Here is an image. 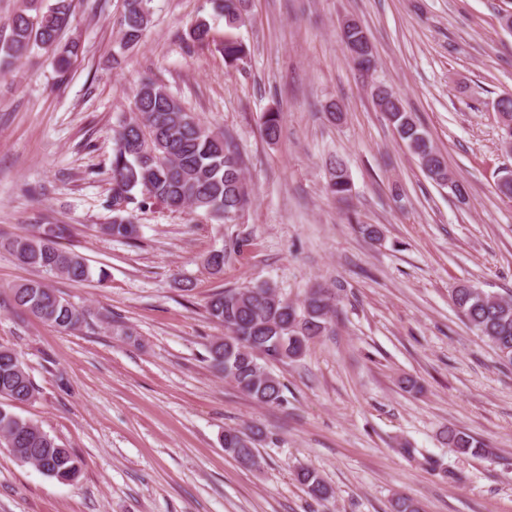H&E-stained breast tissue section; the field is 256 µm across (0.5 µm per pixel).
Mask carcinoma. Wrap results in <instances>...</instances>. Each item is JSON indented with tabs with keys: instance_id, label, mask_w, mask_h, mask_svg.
<instances>
[{
	"instance_id": "obj_1",
	"label": "carcinoma",
	"mask_w": 512,
	"mask_h": 512,
	"mask_svg": "<svg viewBox=\"0 0 512 512\" xmlns=\"http://www.w3.org/2000/svg\"><path fill=\"white\" fill-rule=\"evenodd\" d=\"M248 0H211L214 10L224 17L225 26L242 25ZM71 0H23L11 23L9 37L0 42V62L10 65L27 58L34 49L52 52L59 70L70 65L77 54L76 42L61 44V34L68 26ZM153 15L152 0H124L119 21L121 44L136 46L147 30ZM188 39L197 45L214 41L210 24L201 20L191 28ZM342 40L348 62L358 70L375 68L373 54L364 51V30L342 29ZM224 63L233 66L247 53L246 46L227 35L222 42ZM374 102L384 111L398 138L428 177L441 185H452L459 194H468L467 186L448 170L444 157L432 145L427 132L413 115L398 107L401 100L387 86L377 88ZM282 126L281 113L269 111L263 117V133L267 140L278 139ZM331 194L338 200L351 195V183L344 163H331ZM112 197L108 207L112 221L99 231L117 240H133L138 226L132 212L161 205L171 212L187 210L231 222L248 200L242 159L234 137L211 130L168 90L166 85L148 75L137 90L132 112L122 116L114 129L112 149ZM71 234L68 224H41L21 234L0 233V249H6L20 264L49 276L59 275L72 282H83L91 276L86 259L79 253L60 246V240ZM231 252L219 249L206 259L210 273L224 271ZM13 300L43 322L70 332L86 320L85 311L66 300L43 277L29 279L16 286ZM451 302L469 327L488 340L501 363L512 366V298L492 296L471 284H461L451 293ZM206 313L224 326V338L209 348L212 366L224 373L241 392L259 404L284 402V384L272 372L262 371L256 348H272L279 362L301 357L311 340L331 327L336 314V295L314 286L303 300L291 307L284 303L278 287L260 282L250 288H226L215 292L206 304ZM0 398L31 401L36 389L13 349L0 345ZM229 451L246 467L258 465L254 439L244 432L229 428ZM448 446L461 453L474 452L481 444L472 436L455 430L446 433ZM0 445L19 461L44 469V474L62 482L75 481L81 472V460L70 448L59 445L38 424L23 419L0 405ZM297 481L318 501L331 496V488L308 468L300 467Z\"/></svg>"
}]
</instances>
